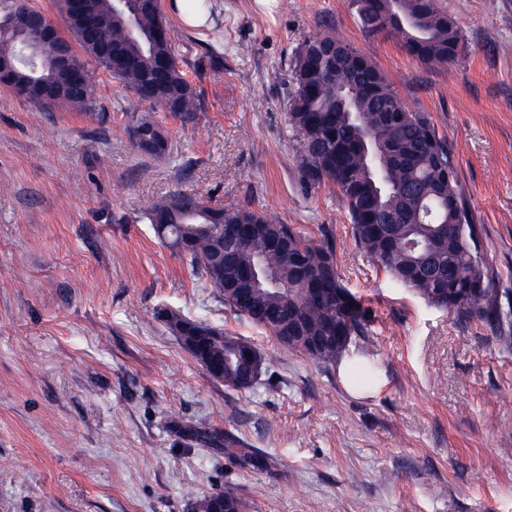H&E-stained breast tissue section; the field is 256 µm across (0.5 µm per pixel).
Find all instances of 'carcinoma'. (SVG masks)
<instances>
[{
	"mask_svg": "<svg viewBox=\"0 0 512 512\" xmlns=\"http://www.w3.org/2000/svg\"><path fill=\"white\" fill-rule=\"evenodd\" d=\"M20 0H0V57L15 62L13 79H36L65 85L69 74L54 70V46L43 43L39 56L15 33L13 18ZM91 23L81 26L69 13V0H57L64 22L61 34L112 78L134 91L123 111L133 113V139L141 153L162 155L168 139L160 135L150 150L142 149L143 104L161 106L173 100L184 123L197 119L195 87L177 65L170 28L160 12L138 16L132 35L121 25L115 0H91ZM362 34L390 38L408 55L430 65L457 61L463 51L461 31L437 0H352ZM348 48L345 69L336 70L308 53L304 43L292 67L293 92L288 99V128L300 181L309 191L330 188L347 209L356 243L391 281L413 291L427 305L476 321L501 345L512 349V305L501 301L499 278L481 245V227L474 222L459 185L448 141L424 112L411 110L386 74L366 55L333 33L311 37ZM118 54L107 58L105 42ZM170 62L159 69L160 60ZM83 74L77 98L45 100L44 109L74 107L96 111L97 80L86 62L76 60ZM348 86V101L336 96V85ZM142 219L158 238L174 247L178 234L192 241L177 251L191 272L219 292L224 307L244 317L329 369L346 354L352 340L365 333L370 315L340 278L335 245L329 235L318 241L291 224H276L243 205H212L196 195L174 192L149 204ZM229 224L242 236L217 254L215 243ZM171 331L205 369L223 370L224 386L252 388L263 358L248 341L223 330L170 312ZM300 332L306 345L280 339L279 327ZM232 499L246 504L235 484L193 498V512H210L213 502Z\"/></svg>",
	"mask_w": 512,
	"mask_h": 512,
	"instance_id": "1",
	"label": "carcinoma"
}]
</instances>
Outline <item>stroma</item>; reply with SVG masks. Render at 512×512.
<instances>
[{
  "instance_id": "35a3bbf8",
  "label": "stroma",
  "mask_w": 512,
  "mask_h": 512,
  "mask_svg": "<svg viewBox=\"0 0 512 512\" xmlns=\"http://www.w3.org/2000/svg\"><path fill=\"white\" fill-rule=\"evenodd\" d=\"M458 62L429 67L365 38L350 0H218L209 29L175 18L177 65L202 112L152 120L133 145L130 89L97 74L99 108L39 111L0 86V512H192L231 482L246 512H512V350L394 285L356 245L336 192H304L286 123L291 61L333 30L366 53L452 152L484 250L512 291V0H438ZM329 234L371 323L359 386L232 315L141 219L175 191ZM251 341L259 382L212 378L163 313ZM206 427L220 440L185 434ZM248 449L267 469L241 468ZM133 118H135V122L132 126V134L133 139L136 144V147L138 150L148 156H157L165 154L169 148H168V139L165 136L164 132L162 131V134L160 135V138L158 139V142L151 150H144L142 148V144L145 148H150L153 145V140L146 139L142 143V139L144 137V123L146 118H143V116L139 115L138 113H133Z\"/></svg>"
}]
</instances>
